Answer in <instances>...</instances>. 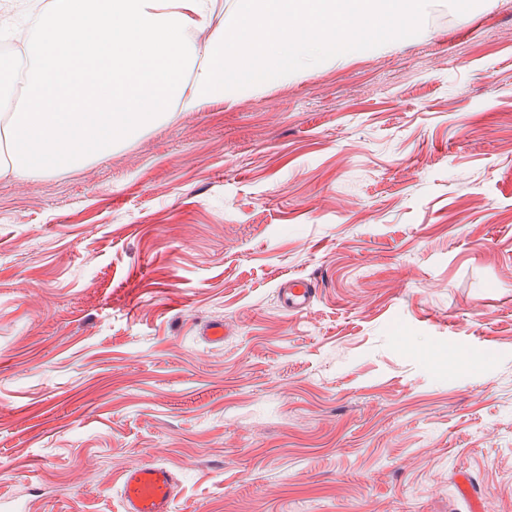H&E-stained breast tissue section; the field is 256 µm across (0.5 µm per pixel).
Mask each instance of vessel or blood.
Instances as JSON below:
<instances>
[{
  "mask_svg": "<svg viewBox=\"0 0 512 512\" xmlns=\"http://www.w3.org/2000/svg\"><path fill=\"white\" fill-rule=\"evenodd\" d=\"M278 294L285 311L302 315L312 307L317 288L311 280L293 276L282 282ZM177 488L170 470L151 463L134 464L122 478V512H173Z\"/></svg>",
  "mask_w": 512,
  "mask_h": 512,
  "instance_id": "1",
  "label": "vessel or blood"
}]
</instances>
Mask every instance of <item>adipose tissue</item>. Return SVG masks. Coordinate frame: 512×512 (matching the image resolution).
Returning <instances> with one entry per match:
<instances>
[{
  "instance_id": "1",
  "label": "adipose tissue",
  "mask_w": 512,
  "mask_h": 512,
  "mask_svg": "<svg viewBox=\"0 0 512 512\" xmlns=\"http://www.w3.org/2000/svg\"><path fill=\"white\" fill-rule=\"evenodd\" d=\"M48 0L14 35L29 58L22 93L0 65V176L34 181L128 144L180 112L230 107L262 82L330 59L408 0Z\"/></svg>"
}]
</instances>
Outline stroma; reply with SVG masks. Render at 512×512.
<instances>
[{"mask_svg":"<svg viewBox=\"0 0 512 512\" xmlns=\"http://www.w3.org/2000/svg\"><path fill=\"white\" fill-rule=\"evenodd\" d=\"M141 461L174 512H512V0L0 177V512H121ZM278 294L285 311L294 315H302L312 307L317 288L311 280L293 276L282 282Z\"/></svg>","mask_w":512,"mask_h":512,"instance_id":"obj_1","label":"stroma"}]
</instances>
